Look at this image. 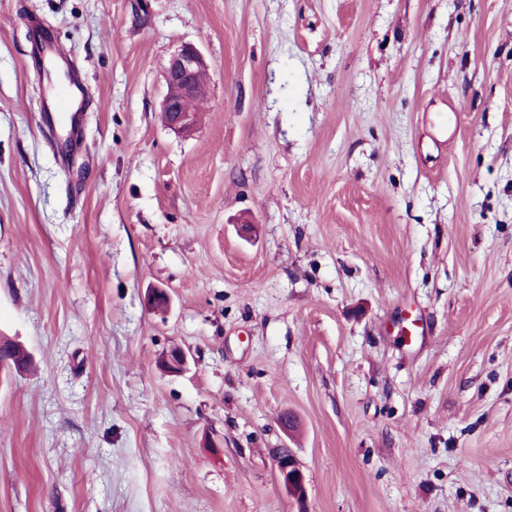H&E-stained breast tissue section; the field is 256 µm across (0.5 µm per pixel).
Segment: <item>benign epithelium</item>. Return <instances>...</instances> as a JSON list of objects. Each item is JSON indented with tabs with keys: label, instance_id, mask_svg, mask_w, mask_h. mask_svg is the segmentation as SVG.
I'll return each instance as SVG.
<instances>
[{
	"label": "benign epithelium",
	"instance_id": "1",
	"mask_svg": "<svg viewBox=\"0 0 512 512\" xmlns=\"http://www.w3.org/2000/svg\"><path fill=\"white\" fill-rule=\"evenodd\" d=\"M206 65L200 50L185 44L173 53L165 65L167 91L161 112L165 125L178 134L191 132L196 125L199 107L198 77ZM187 364V355L172 349L163 357V365L170 372H181ZM274 470L280 483L298 499L305 496V477L302 468L289 448H276L272 453Z\"/></svg>",
	"mask_w": 512,
	"mask_h": 512
}]
</instances>
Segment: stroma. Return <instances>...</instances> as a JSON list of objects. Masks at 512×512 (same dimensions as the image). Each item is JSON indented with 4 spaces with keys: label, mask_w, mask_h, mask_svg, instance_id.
Returning <instances> with one entry per match:
<instances>
[{
    "label": "stroma",
    "mask_w": 512,
    "mask_h": 512,
    "mask_svg": "<svg viewBox=\"0 0 512 512\" xmlns=\"http://www.w3.org/2000/svg\"><path fill=\"white\" fill-rule=\"evenodd\" d=\"M0 336V512H512V0H0ZM205 68L203 55L192 44L183 45L165 65L167 91L161 112L165 125L178 134L190 133L196 125L197 112H200L197 81ZM200 81L201 76L199 89ZM447 112L440 116L439 125L436 127L432 138L434 145L438 148L445 147L450 142L457 127L456 109L449 100ZM274 470L280 483L297 499L305 496V477L302 468L289 448H275L272 453Z\"/></svg>",
    "instance_id": "stroma-1"
}]
</instances>
